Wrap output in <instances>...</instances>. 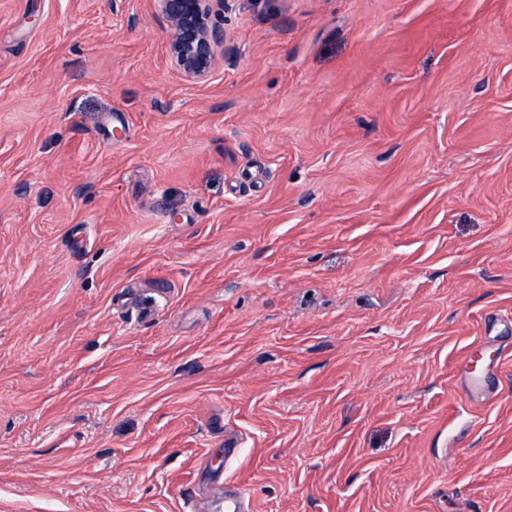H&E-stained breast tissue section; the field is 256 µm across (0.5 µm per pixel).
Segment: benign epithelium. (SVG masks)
I'll list each match as a JSON object with an SVG mask.
<instances>
[{
  "instance_id": "benign-epithelium-1",
  "label": "benign epithelium",
  "mask_w": 512,
  "mask_h": 512,
  "mask_svg": "<svg viewBox=\"0 0 512 512\" xmlns=\"http://www.w3.org/2000/svg\"><path fill=\"white\" fill-rule=\"evenodd\" d=\"M169 30V56L188 80L208 77L224 62V13L231 0H155Z\"/></svg>"
}]
</instances>
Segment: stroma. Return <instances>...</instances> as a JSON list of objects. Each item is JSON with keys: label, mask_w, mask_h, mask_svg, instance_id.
I'll list each match as a JSON object with an SVG mask.
<instances>
[{"label": "stroma", "mask_w": 512, "mask_h": 512, "mask_svg": "<svg viewBox=\"0 0 512 512\" xmlns=\"http://www.w3.org/2000/svg\"><path fill=\"white\" fill-rule=\"evenodd\" d=\"M224 27L0 0V512H512V0ZM233 1H154L168 26L171 62L188 80H202L224 63V13Z\"/></svg>", "instance_id": "35a3bbf8"}]
</instances>
